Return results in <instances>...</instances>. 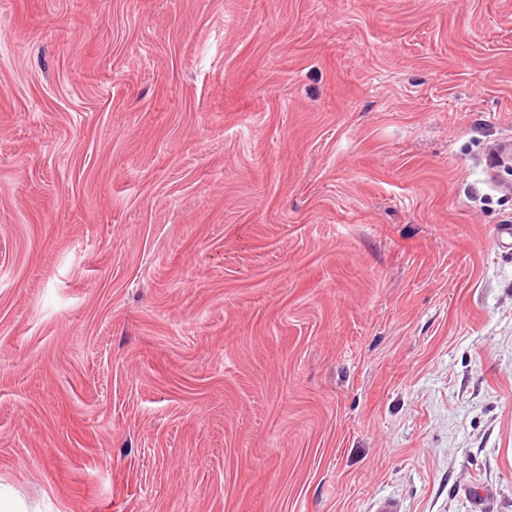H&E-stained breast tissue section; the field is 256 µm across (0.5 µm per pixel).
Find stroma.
I'll return each mask as SVG.
<instances>
[{"mask_svg":"<svg viewBox=\"0 0 512 512\" xmlns=\"http://www.w3.org/2000/svg\"><path fill=\"white\" fill-rule=\"evenodd\" d=\"M512 0H0V492L512 512Z\"/></svg>","mask_w":512,"mask_h":512,"instance_id":"stroma-1","label":"stroma"}]
</instances>
